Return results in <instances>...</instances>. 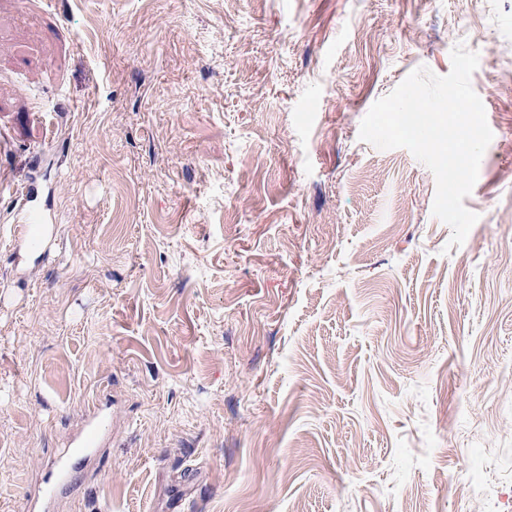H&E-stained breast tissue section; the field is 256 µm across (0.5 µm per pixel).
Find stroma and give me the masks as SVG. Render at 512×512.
I'll list each match as a JSON object with an SVG mask.
<instances>
[{
  "instance_id": "35a3bbf8",
  "label": "stroma",
  "mask_w": 512,
  "mask_h": 512,
  "mask_svg": "<svg viewBox=\"0 0 512 512\" xmlns=\"http://www.w3.org/2000/svg\"><path fill=\"white\" fill-rule=\"evenodd\" d=\"M460 43L454 246L359 128ZM0 133V512L94 404L54 512H512V0H0Z\"/></svg>"
}]
</instances>
